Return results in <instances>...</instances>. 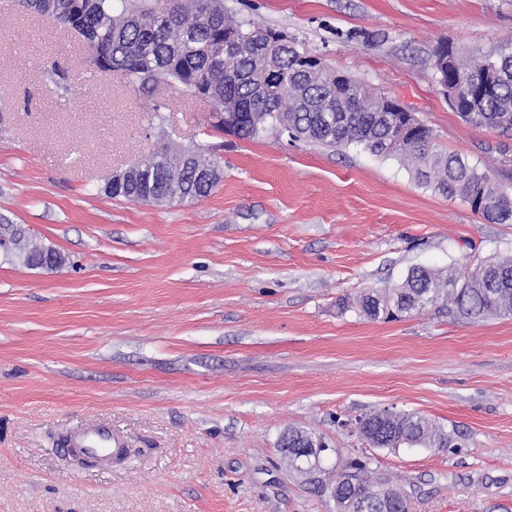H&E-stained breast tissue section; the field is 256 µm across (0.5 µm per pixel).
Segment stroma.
Wrapping results in <instances>:
<instances>
[{
  "instance_id": "obj_1",
  "label": "stroma",
  "mask_w": 512,
  "mask_h": 512,
  "mask_svg": "<svg viewBox=\"0 0 512 512\" xmlns=\"http://www.w3.org/2000/svg\"><path fill=\"white\" fill-rule=\"evenodd\" d=\"M333 71L409 109L436 148L512 188V135L463 119L434 79L444 49L512 47V0H224ZM362 29L373 43L348 42ZM84 44L0 0V223L65 258L30 269L0 251V512H336L344 462L364 457L409 512H512V316L351 309L415 266L512 255V224L434 193L394 158L287 136L212 130L176 88L168 138L214 146L223 177L193 204L104 193L160 148L152 106L116 72L83 73ZM78 90L64 100L45 72ZM388 409L452 433L451 448H375L344 421ZM102 425L128 460L101 471L60 451ZM330 448L310 475L277 446ZM278 446L289 468L306 470L307 473H311L317 467L320 449L326 448L321 438L290 429L280 435Z\"/></svg>"
}]
</instances>
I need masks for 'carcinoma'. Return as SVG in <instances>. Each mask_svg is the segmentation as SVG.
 Wrapping results in <instances>:
<instances>
[{
    "instance_id": "cac0c4a2",
    "label": "carcinoma",
    "mask_w": 512,
    "mask_h": 512,
    "mask_svg": "<svg viewBox=\"0 0 512 512\" xmlns=\"http://www.w3.org/2000/svg\"><path fill=\"white\" fill-rule=\"evenodd\" d=\"M33 13L53 18L98 56L82 60L91 70L110 67L145 94L163 85H177L205 99L210 105V126L240 139L257 141L270 133H286L329 148L362 146L380 157H396L433 191L446 196L471 197L482 202L481 216L493 224L512 223V194L505 195L496 181L470 166L458 155L435 148L432 133L421 126L405 138L402 148L394 146L398 130L377 111L373 95L350 81L338 86L321 71L310 79L306 68L320 61L300 49L284 51L278 58L286 77L274 89L265 87L262 54L276 46L273 28L247 27L224 14V0H16ZM239 39L250 53L231 61L225 70L224 41ZM500 66L498 93L476 112L460 116L478 125L512 133V52L497 57ZM47 79L62 93L71 90L68 77L51 66ZM233 100L246 119L224 120V101ZM163 101L153 102L151 125L165 133ZM208 162L211 176L194 178L190 157ZM135 177L107 179L104 191L112 197L144 203L148 200L194 202L210 195L222 177L212 149L198 145L178 148L165 145L137 161ZM5 253L29 268L53 269L63 262L53 248L27 242L22 229L9 226ZM440 306L452 317L480 321L512 313V257L478 261L461 269L415 267L393 288L366 293L357 300L359 312L371 319L394 312ZM372 427L362 437L375 448L402 445L448 447V433L426 418L388 410L367 415ZM278 446L286 465L312 472L319 463L323 441L309 433L286 430ZM388 484L372 476L368 462L355 458L340 475L337 497L353 512H382Z\"/></svg>"
}]
</instances>
